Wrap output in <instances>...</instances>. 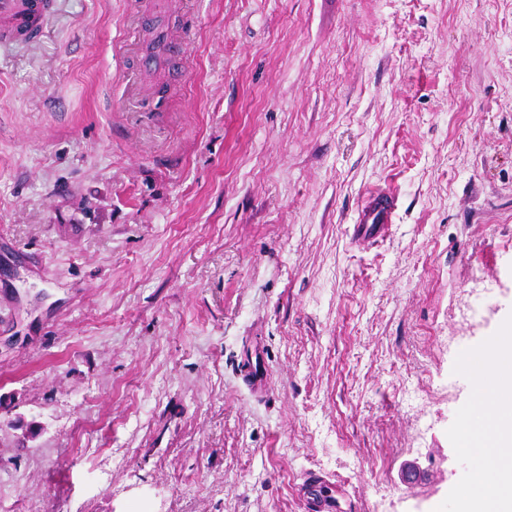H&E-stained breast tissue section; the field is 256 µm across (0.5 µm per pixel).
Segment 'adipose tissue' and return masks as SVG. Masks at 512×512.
<instances>
[{"instance_id":"1","label":"adipose tissue","mask_w":512,"mask_h":512,"mask_svg":"<svg viewBox=\"0 0 512 512\" xmlns=\"http://www.w3.org/2000/svg\"><path fill=\"white\" fill-rule=\"evenodd\" d=\"M473 355L495 361L497 381L480 387L463 417L465 447L487 460L492 475L474 476L455 512H512V330L486 337Z\"/></svg>"}]
</instances>
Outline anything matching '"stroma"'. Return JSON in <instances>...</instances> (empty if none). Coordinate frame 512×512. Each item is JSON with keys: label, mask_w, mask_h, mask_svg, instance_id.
<instances>
[{"label": "stroma", "mask_w": 512, "mask_h": 512, "mask_svg": "<svg viewBox=\"0 0 512 512\" xmlns=\"http://www.w3.org/2000/svg\"><path fill=\"white\" fill-rule=\"evenodd\" d=\"M153 22L0 45V512H453L512 321V0H178L157 78ZM176 42L172 32L162 25L156 26L150 33L145 52L141 50L142 65L146 74L167 72L173 63ZM397 199L391 193L369 192L357 208L353 237L367 241L385 236L395 223ZM255 363L253 361V353L251 357V364L248 362L244 363L243 372V382L250 389V391L255 393H266L267 385H268V375L267 372L261 367H257L256 361L258 360V352L254 350Z\"/></svg>", "instance_id": "1"}]
</instances>
